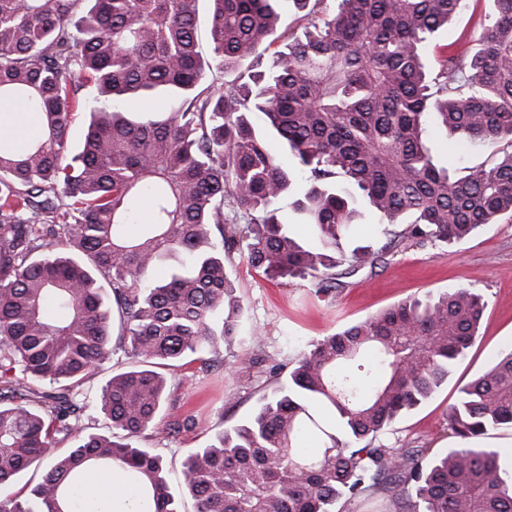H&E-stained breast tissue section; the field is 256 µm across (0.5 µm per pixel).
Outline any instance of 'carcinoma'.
Segmentation results:
<instances>
[{"instance_id": "obj_1", "label": "carcinoma", "mask_w": 512, "mask_h": 512, "mask_svg": "<svg viewBox=\"0 0 512 512\" xmlns=\"http://www.w3.org/2000/svg\"><path fill=\"white\" fill-rule=\"evenodd\" d=\"M282 2L0 0V101L40 118L23 147L0 140V489L43 470L28 500L0 497V512L103 507L109 493L87 482L114 469L143 512H180L163 457L136 442L172 404L155 367L191 356L207 370L210 348L235 336V259L327 293L364 203L388 242L354 248L350 274L406 234L448 244L512 215V0H493L478 51L445 45L432 64L423 48L466 0H290L305 31L279 46ZM77 110L88 125L72 155ZM433 118L499 161L464 176L437 166ZM286 198L314 244L283 222ZM63 206L74 223L55 222ZM161 265L171 273L155 282ZM485 308L477 291L450 289L311 343L247 423L184 455L196 512H334L370 489L395 492V512H512V467L474 446L512 430L511 349L459 388L456 447L426 458L375 444L448 381ZM115 343L138 366L91 397L85 385ZM90 402L112 435L85 432ZM64 439L73 446L59 456Z\"/></svg>"}]
</instances>
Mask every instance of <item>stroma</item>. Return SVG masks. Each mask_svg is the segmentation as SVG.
I'll return each instance as SVG.
<instances>
[{
  "instance_id": "1",
  "label": "stroma",
  "mask_w": 512,
  "mask_h": 512,
  "mask_svg": "<svg viewBox=\"0 0 512 512\" xmlns=\"http://www.w3.org/2000/svg\"><path fill=\"white\" fill-rule=\"evenodd\" d=\"M492 10L491 0H468L448 29L427 47V56L449 42L458 50L475 51L482 23ZM430 139L437 163H454L459 171L489 167L499 159L490 149L447 142L437 127ZM229 274L242 301L234 343L212 350L216 365L209 371L194 363L166 369L177 407L162 414L158 429L138 442L163 456L169 484L182 497L184 512H192L193 502L183 489V453L205 447L224 428L245 422L274 387L275 368L287 366L311 342L408 297L437 295L455 287L482 292L487 307L466 358L447 384L380 437L387 447L422 448L430 456L448 446V413L459 387L486 370L501 349L512 348V218L508 216L451 245L420 246L403 239L385 265L340 276L338 286L328 294L319 292L310 279H267L239 259ZM188 415L193 418L189 426L183 423Z\"/></svg>"
}]
</instances>
